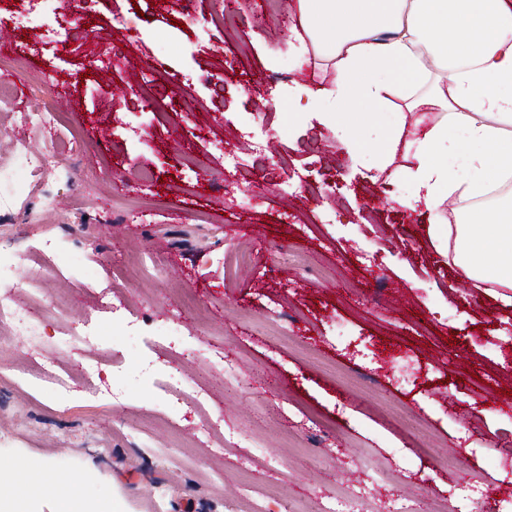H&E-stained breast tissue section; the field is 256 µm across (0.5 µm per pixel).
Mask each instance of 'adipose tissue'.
<instances>
[{"mask_svg": "<svg viewBox=\"0 0 512 512\" xmlns=\"http://www.w3.org/2000/svg\"><path fill=\"white\" fill-rule=\"evenodd\" d=\"M299 50L335 74L297 85L356 164L397 166L403 206L428 219L437 255L466 279L512 289V205L448 223V203L512 172V0H296ZM62 484L44 503L31 481ZM0 512H131L118 491L89 497L52 459H0Z\"/></svg>", "mask_w": 512, "mask_h": 512, "instance_id": "obj_1", "label": "adipose tissue"}]
</instances>
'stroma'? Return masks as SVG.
I'll return each mask as SVG.
<instances>
[{"label":"stroma","mask_w":512,"mask_h":512,"mask_svg":"<svg viewBox=\"0 0 512 512\" xmlns=\"http://www.w3.org/2000/svg\"><path fill=\"white\" fill-rule=\"evenodd\" d=\"M261 6L239 0L223 27L209 23V0H193L187 14L168 0L142 14L131 0H88V25L131 48L130 67L115 75L94 69L92 37L52 45L39 27L17 25L45 0H0L10 36L0 50L26 60L13 98L0 103V170L17 171L0 181L15 198L14 220L0 222V261L12 266L4 291L23 307L34 297L53 307L34 313L31 335L0 326V372L51 362L70 376L62 395L49 383L0 379V454L52 458L91 476L94 495L119 487L132 512H156L162 496L168 512H315L356 483L366 493L353 512H384L393 493L428 512L433 496L476 474L493 510L512 462L468 442L465 429L475 419L490 438L512 429V307L488 302L439 259L402 206L400 182L373 181L341 154L318 103L293 122L273 106L279 75L327 86L333 73L297 52L281 19L256 25ZM155 56L151 86L137 91ZM47 69L59 91L41 104L66 114L53 131L21 110ZM184 78L198 104L190 114L172 95ZM148 96L163 105L159 122L142 112ZM250 129L262 131L263 153L244 152L234 177L267 201L245 210L225 203L214 148ZM74 130L76 152L64 148ZM53 141L63 145L53 169L17 170L20 152ZM143 171L153 177L146 187ZM117 193L151 197L149 222L114 209ZM47 238L59 246L49 264L40 253ZM233 241L251 251L253 267L225 263ZM157 247L172 259L161 274L129 265ZM86 253L98 261L90 278L69 265ZM115 308L136 316V331ZM90 322L97 336L72 338ZM168 322L176 335H160ZM283 325L293 344L278 336ZM173 350L184 355L188 387L206 396L202 410L170 403L157 387ZM406 353L417 371L401 387L394 377ZM228 359L238 379L225 380ZM93 363L121 368L120 397L87 390ZM398 405L424 413L425 429L401 422ZM209 422L230 439L202 437Z\"/></svg>","instance_id":"obj_1"}]
</instances>
